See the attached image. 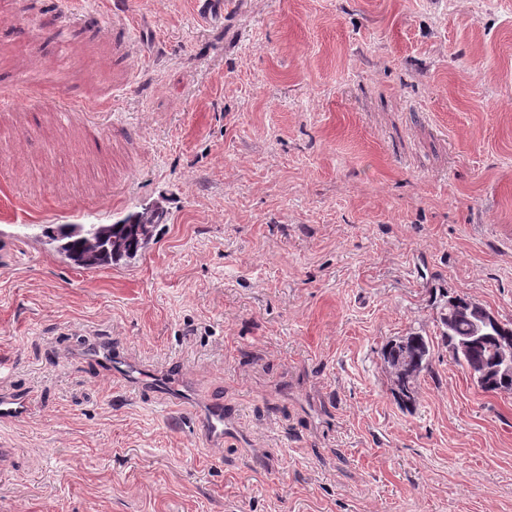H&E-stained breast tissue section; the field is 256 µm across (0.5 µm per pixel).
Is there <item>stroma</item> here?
I'll return each instance as SVG.
<instances>
[{
    "label": "stroma",
    "instance_id": "1",
    "mask_svg": "<svg viewBox=\"0 0 512 512\" xmlns=\"http://www.w3.org/2000/svg\"><path fill=\"white\" fill-rule=\"evenodd\" d=\"M147 208L96 270L41 235ZM451 296L512 321V0H0V512H512V393L449 357ZM431 343L428 336L413 333L387 342L381 350L384 365L393 382L400 404L410 408L420 375L431 365ZM97 359L103 363L109 372L116 377H123L134 380H144L146 378L152 379L154 386L158 389H165V383L156 381L155 378L147 375L144 371L138 370L131 361L119 355H113L112 352L107 351L102 355H98ZM138 373V377L134 376ZM27 411L24 401L0 393V422L21 421L26 417Z\"/></svg>",
    "mask_w": 512,
    "mask_h": 512
}]
</instances>
